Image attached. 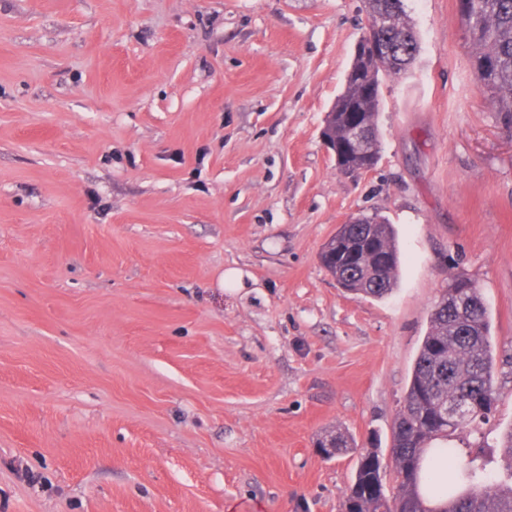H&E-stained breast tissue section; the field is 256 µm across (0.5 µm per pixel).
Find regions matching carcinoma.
I'll return each instance as SVG.
<instances>
[{"mask_svg":"<svg viewBox=\"0 0 512 512\" xmlns=\"http://www.w3.org/2000/svg\"><path fill=\"white\" fill-rule=\"evenodd\" d=\"M405 0H367V16L380 24L393 56L380 65L354 62L336 98L337 133L348 114L371 122V138L355 147L356 160L376 164L381 150L377 128L381 77L408 70L419 52V38L407 18ZM461 16L475 49L480 88L512 124V0H465ZM365 224H341L324 243L319 259L336 284L357 295L382 299L398 284L401 255L396 233L377 215ZM490 312L471 279L451 278L429 314V328L416 356L398 411L389 457L396 492L387 491V468L377 448H358L342 431L322 437L325 459L358 450L342 512H512V428L501 438L504 472L490 468L482 447L436 444L456 432L479 433L498 401Z\"/></svg>","mask_w":512,"mask_h":512,"instance_id":"cac0c4a2","label":"carcinoma"}]
</instances>
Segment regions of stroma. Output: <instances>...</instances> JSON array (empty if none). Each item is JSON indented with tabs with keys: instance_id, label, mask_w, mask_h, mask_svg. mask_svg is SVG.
I'll return each mask as SVG.
<instances>
[{
	"instance_id": "1",
	"label": "stroma",
	"mask_w": 512,
	"mask_h": 512,
	"mask_svg": "<svg viewBox=\"0 0 512 512\" xmlns=\"http://www.w3.org/2000/svg\"><path fill=\"white\" fill-rule=\"evenodd\" d=\"M380 158L325 147L364 0H0V512H341L388 450L429 313L470 278L512 428V127L457 0H406ZM394 224L382 299L319 252ZM238 286H220L227 270ZM333 119L334 113L330 114L329 119L326 122H324V127L322 129V138L326 144V147L332 152L334 156L337 170L343 174L361 173L370 170L368 165H342L339 159L341 154H345V152L350 151L352 144L354 145L357 141L361 140L367 134L369 127L359 126L352 128L349 132V142L336 141V135L332 133L331 129ZM358 447L355 438L340 430L325 435L317 442V448L324 459H331L349 450L357 451Z\"/></svg>"
}]
</instances>
